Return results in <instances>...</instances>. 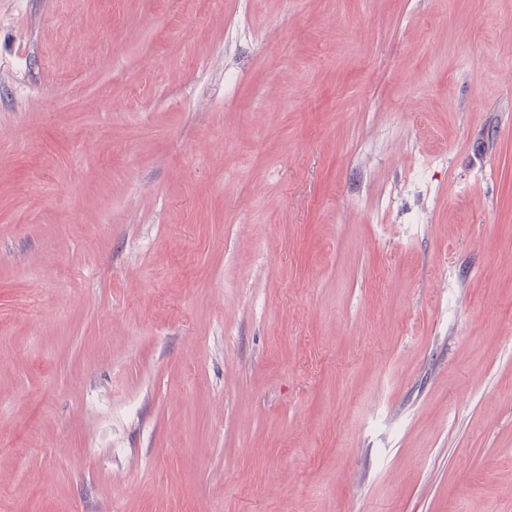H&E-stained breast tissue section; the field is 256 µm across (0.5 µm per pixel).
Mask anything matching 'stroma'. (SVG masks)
Wrapping results in <instances>:
<instances>
[{"label": "stroma", "mask_w": 512, "mask_h": 512, "mask_svg": "<svg viewBox=\"0 0 512 512\" xmlns=\"http://www.w3.org/2000/svg\"><path fill=\"white\" fill-rule=\"evenodd\" d=\"M510 73L512 0H0V512H512Z\"/></svg>", "instance_id": "35a3bbf8"}]
</instances>
